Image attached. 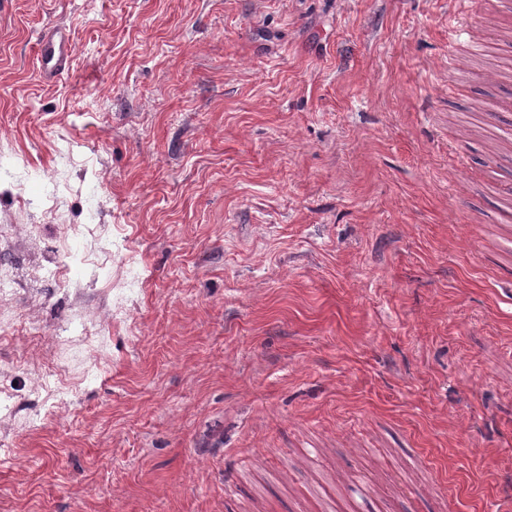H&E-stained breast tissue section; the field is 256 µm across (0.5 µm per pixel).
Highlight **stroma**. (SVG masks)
I'll use <instances>...</instances> for the list:
<instances>
[{
    "instance_id": "stroma-1",
    "label": "stroma",
    "mask_w": 512,
    "mask_h": 512,
    "mask_svg": "<svg viewBox=\"0 0 512 512\" xmlns=\"http://www.w3.org/2000/svg\"><path fill=\"white\" fill-rule=\"evenodd\" d=\"M453 8L0 0V512H512V0ZM40 74L46 81L56 79L70 68L73 43L67 30L44 32L37 42Z\"/></svg>"
}]
</instances>
